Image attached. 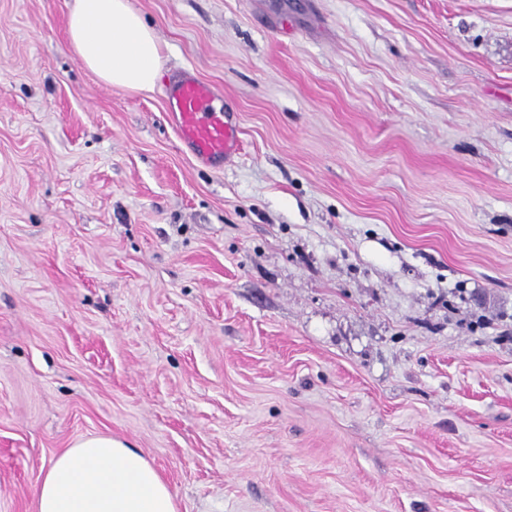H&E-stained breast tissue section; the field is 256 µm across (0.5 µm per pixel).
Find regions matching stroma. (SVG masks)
<instances>
[{
  "mask_svg": "<svg viewBox=\"0 0 512 512\" xmlns=\"http://www.w3.org/2000/svg\"><path fill=\"white\" fill-rule=\"evenodd\" d=\"M72 2L0 0V512L91 434L179 512H512V0H131L148 95ZM66 35L70 50L102 82L137 93L154 91L160 43L130 0H73ZM213 86L189 79L172 87L168 104L181 140L193 155L206 162L231 160L240 150L239 128L213 106Z\"/></svg>",
  "mask_w": 512,
  "mask_h": 512,
  "instance_id": "obj_1",
  "label": "stroma"
}]
</instances>
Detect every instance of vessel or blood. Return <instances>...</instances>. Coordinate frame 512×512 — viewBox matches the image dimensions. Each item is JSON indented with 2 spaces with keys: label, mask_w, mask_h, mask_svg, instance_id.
I'll list each match as a JSON object with an SVG mask.
<instances>
[{
  "label": "vessel or blood",
  "mask_w": 512,
  "mask_h": 512,
  "mask_svg": "<svg viewBox=\"0 0 512 512\" xmlns=\"http://www.w3.org/2000/svg\"><path fill=\"white\" fill-rule=\"evenodd\" d=\"M210 83L189 79L172 87L168 104L182 141L206 162L231 160L240 150L239 128L214 105Z\"/></svg>",
  "instance_id": "vessel-or-blood-1"
}]
</instances>
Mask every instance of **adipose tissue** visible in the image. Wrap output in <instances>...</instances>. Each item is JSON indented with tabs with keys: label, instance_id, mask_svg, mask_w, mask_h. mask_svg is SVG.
Instances as JSON below:
<instances>
[{
	"label": "adipose tissue",
	"instance_id": "1",
	"mask_svg": "<svg viewBox=\"0 0 512 512\" xmlns=\"http://www.w3.org/2000/svg\"><path fill=\"white\" fill-rule=\"evenodd\" d=\"M66 35L70 50L102 82L154 91L160 43L130 0H73ZM34 498L37 512H178L168 483L145 455L105 434L82 437L51 458Z\"/></svg>",
	"mask_w": 512,
	"mask_h": 512
}]
</instances>
